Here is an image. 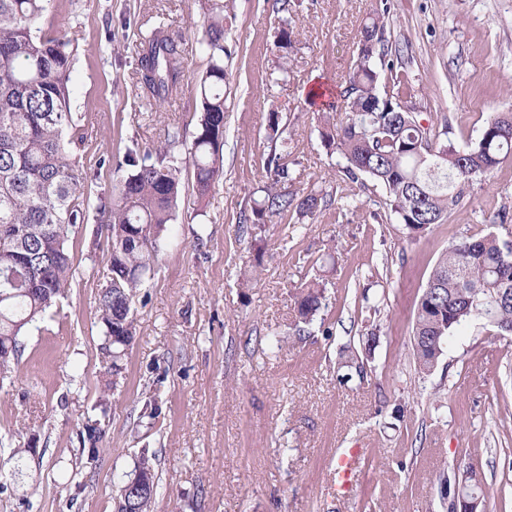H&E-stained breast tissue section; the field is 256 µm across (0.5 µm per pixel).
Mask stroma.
I'll return each instance as SVG.
<instances>
[{"instance_id":"stroma-1","label":"stroma","mask_w":512,"mask_h":512,"mask_svg":"<svg viewBox=\"0 0 512 512\" xmlns=\"http://www.w3.org/2000/svg\"><path fill=\"white\" fill-rule=\"evenodd\" d=\"M273 4H233L224 176L205 198L185 189L135 299L138 335L117 375L102 361L96 312L107 243L93 221L75 239L79 274L67 298L0 380V512H114L145 452L158 479L153 512H448L444 478L468 466L486 486L480 512H512V335L469 320L426 374L412 349L414 309L439 255L479 231L512 239V156L475 181L447 221L412 238L381 187L341 180L343 161L322 144L308 100L313 85L340 83L363 23L383 13L408 105L447 116L450 139L475 144L490 117L512 109V0H291L282 14ZM207 6L48 0L40 30L76 41L71 109L85 129V163L134 141L159 144L174 126L191 136ZM284 22L296 49L282 71L275 35ZM158 25L185 50L183 85L161 103L143 96L136 74L140 39ZM273 110L291 139L289 190L325 201L311 216L267 219L262 271L244 293L237 279L254 250L239 216L266 179ZM319 276L322 323L295 337L293 295ZM373 329L363 371L342 366L341 349H359ZM152 395L155 419L141 414ZM90 419L106 430L91 464L80 454ZM13 448L24 449L22 461L10 460ZM345 448L359 451L353 490L333 502L324 486ZM62 461L74 485L62 484Z\"/></svg>"}]
</instances>
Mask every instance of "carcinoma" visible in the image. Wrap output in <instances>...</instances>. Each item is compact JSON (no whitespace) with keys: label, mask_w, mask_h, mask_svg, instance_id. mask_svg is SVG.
<instances>
[{"label":"carcinoma","mask_w":512,"mask_h":512,"mask_svg":"<svg viewBox=\"0 0 512 512\" xmlns=\"http://www.w3.org/2000/svg\"><path fill=\"white\" fill-rule=\"evenodd\" d=\"M47 0H0V378L11 375L24 351L22 336L44 322L47 311L77 277L73 242L86 221L88 186L108 166L122 178L98 194L96 212L107 233L109 273L98 293L105 363L117 375L137 335L133 303L159 261L176 219L182 190L178 128L167 130L155 147L132 142L123 155H102L95 166L83 160L85 132L71 112L70 68L73 40L33 35ZM229 3L209 0L201 50L205 72L196 89L201 115L190 143L197 196L208 195L223 175L226 69L224 32L232 23ZM357 55L339 91L347 118L336 121L334 106L322 113L321 140L343 161V180H370L381 186L385 204L410 234L442 224L474 181L512 155V112L489 118L477 143L457 146L448 130L434 133L409 106H401L405 75L393 58L384 18H370L360 31ZM295 39L282 25L276 48L288 64ZM139 81L147 97L163 100L183 81L179 41L158 26L139 43ZM281 115H267L271 140L266 163L269 182L253 200L244 223L262 230L266 218L295 211L312 214L321 197L288 190L292 151ZM262 247L241 273L240 287L258 276ZM326 307L324 286L303 285L295 306V331L305 333ZM478 318L501 335L512 334V248L492 232L453 244L437 260L419 297L413 321V351L422 373L433 370L444 343L466 321ZM104 436L100 422L80 433V454L96 461ZM460 490L481 497L486 491L473 471ZM147 455L121 486L117 502L130 512H150L157 494Z\"/></svg>","instance_id":"1"}]
</instances>
